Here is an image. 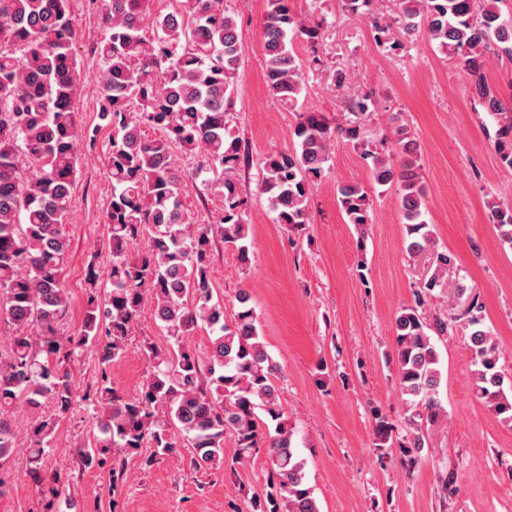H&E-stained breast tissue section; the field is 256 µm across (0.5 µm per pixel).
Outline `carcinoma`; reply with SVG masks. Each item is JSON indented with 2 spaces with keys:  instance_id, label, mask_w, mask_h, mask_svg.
Instances as JSON below:
<instances>
[{
  "instance_id": "1",
  "label": "carcinoma",
  "mask_w": 512,
  "mask_h": 512,
  "mask_svg": "<svg viewBox=\"0 0 512 512\" xmlns=\"http://www.w3.org/2000/svg\"><path fill=\"white\" fill-rule=\"evenodd\" d=\"M68 2L0 0V323L11 330L8 347L0 349V467L14 448L9 409L20 399L34 409L49 402L53 413L29 431L31 475L46 487L45 512H55L60 498L70 501L69 481L57 471L42 474L41 465L58 422L80 399L92 408L97 430L80 462L107 471L114 489L123 477L116 450L132 454L149 443L154 451L145 464L150 465L158 456L176 453L180 435L190 443L194 467L222 472L224 441L231 435L237 448L231 464L264 456L265 488L251 499V512H319L280 401V367L259 334L250 295L236 294L237 312L229 322L223 302L214 299L213 244L234 245L241 263L249 254L238 178L248 158L229 128L242 45L237 16L224 0H176L177 7L164 15L153 14L154 0H99L93 20L106 32L96 45L105 66L99 119L112 129L107 210L112 289L100 302L98 273L89 265L81 327L69 336L59 330L69 309L63 268L78 147L96 136L76 119L84 75L74 51L78 29ZM394 2L393 20L375 21L376 42L395 48L400 40L425 33L458 59L495 124L501 163L511 169L512 100L485 77L488 53L512 61V20L503 17L501 0ZM268 5L265 79L272 96L294 109L303 70L318 68L323 60L315 53L298 58L293 43L300 39L315 47L322 22L297 17L289 0H268ZM373 107L367 95L350 99L352 118L336 127L321 112L299 114L292 149L262 161L259 191L276 223L302 229L310 220L312 186L321 180L338 134L372 160L375 185L399 187L406 250L432 252L434 270L394 322L407 434L398 436L380 408H371V414L377 449H399L412 469L426 444L425 423L442 411L438 342L453 331L447 317L426 313L424 297L442 287L454 257L435 248L424 219L426 187L409 128L396 126L393 139H382L377 149L362 138V117ZM149 128L161 136L148 138ZM175 147L201 161L187 169L176 166ZM187 178L200 181L202 198L213 189L221 194L223 208L212 223H195L185 209ZM337 199L349 223L365 234L372 219L364 187L342 185ZM489 221L501 241L512 245V205H490ZM145 231L148 247L131 256L130 245ZM148 304L175 348L165 352L145 343L149 370L142 390L124 398L113 387L112 365L123 357ZM202 327L211 333L203 358L182 344L183 337ZM466 328L474 393L512 425V384L505 385L498 346L481 316L472 315ZM88 351L97 360V379L81 392L70 366Z\"/></svg>"
}]
</instances>
